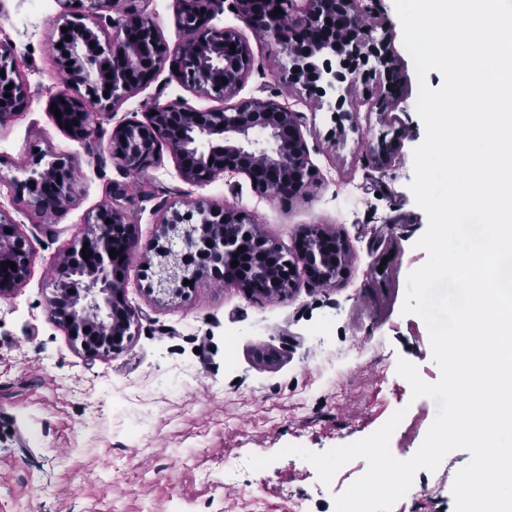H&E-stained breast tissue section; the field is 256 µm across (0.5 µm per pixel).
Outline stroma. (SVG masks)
Returning a JSON list of instances; mask_svg holds the SVG:
<instances>
[{"instance_id": "obj_1", "label": "stroma", "mask_w": 512, "mask_h": 512, "mask_svg": "<svg viewBox=\"0 0 512 512\" xmlns=\"http://www.w3.org/2000/svg\"><path fill=\"white\" fill-rule=\"evenodd\" d=\"M372 7L397 75L388 104L381 89L360 83L348 94L350 118L331 119L306 90L281 84L282 55L227 10L213 25L243 29L254 58L235 97L183 86L165 65L114 110L90 105L96 132L79 142L49 109L62 88L52 49L57 0H0V41L13 46L29 96L0 125V214L33 248L26 282L0 298V512H335V497L366 461L347 463L325 485L285 447L323 453L373 434L400 411L390 452L400 460L417 452L437 405L413 397L397 363L414 364L425 382L440 378L425 321L402 312L408 276L427 259L416 243L428 217L410 190L425 127L394 0ZM128 10L151 16L168 45L183 39L177 0H120L113 19ZM269 95L305 117L315 180L291 202L260 196L242 174L187 183L166 147L139 175L112 158L113 125L144 119L151 105L179 99L204 112ZM37 152L77 160L73 202L48 217L20 189ZM116 183L124 194L113 195ZM200 203L250 212L288 253L305 227L319 225L346 242L347 270L327 287L300 279L281 299L206 280L178 299L147 294L140 264L163 217ZM106 204L135 226L122 274L135 322L121 352L93 357L51 316L50 301L64 254ZM252 456L271 463L250 469ZM470 458L456 450L435 471L419 470L391 512H454V479Z\"/></svg>"}]
</instances>
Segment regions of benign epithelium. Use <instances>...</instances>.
<instances>
[{"mask_svg":"<svg viewBox=\"0 0 512 512\" xmlns=\"http://www.w3.org/2000/svg\"><path fill=\"white\" fill-rule=\"evenodd\" d=\"M95 16L89 26L68 19L73 0H60L66 21L59 28V65L63 90L50 103L61 112L60 127L84 140L94 133L86 104L103 109L118 104L153 78L164 61L178 67L177 78L187 87L226 98L236 93L253 69V55L244 35L234 27L216 28L212 19L224 11V0H179L178 22L184 38L174 47L162 39L152 18L129 11L116 22L112 49L102 58L100 35L114 0H79ZM280 8L282 13L271 12ZM231 10L280 48L286 62L282 82L300 85L331 113L347 112L346 93L362 81L393 83L394 67L386 36H375L367 21L372 8L359 0H231ZM70 40H65V37ZM235 49H230V45ZM12 88H7V85ZM10 97H5V94ZM28 104L27 87L13 61L11 46L0 42V125ZM145 120H122L109 135L111 154L127 174H141L158 160L162 145L171 146L183 180L205 183L220 174L246 175L254 189L272 201L286 203L305 192L313 180L301 127L304 117L272 97L249 98L229 109L200 112L180 100L155 105ZM73 161L57 158L28 178L22 189L39 211H56L73 201ZM111 223H105V220ZM11 232H6V229ZM88 250L65 254L63 274L52 300L54 318L91 356L122 350L131 336L133 313L125 300L118 273L130 260L132 225L125 215L103 207ZM117 251L109 256L110 249ZM31 243L0 213V297L28 276ZM245 261L240 267L231 262ZM345 242L317 225L306 229L296 256L288 258L274 240L258 234L243 210H213L197 205L173 210L152 242L143 269L149 294L178 296L183 281L204 275L252 293L284 297L295 288L302 265L318 285L336 281L348 266ZM13 262L16 269L1 264ZM72 322H67V319Z\"/></svg>","mask_w":512,"mask_h":512,"instance_id":"7a95c632","label":"benign epithelium"}]
</instances>
